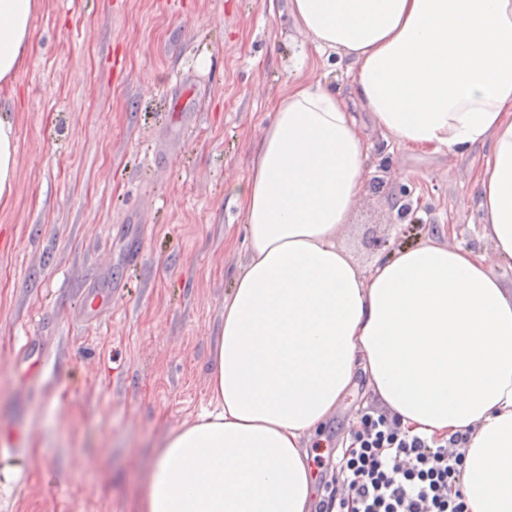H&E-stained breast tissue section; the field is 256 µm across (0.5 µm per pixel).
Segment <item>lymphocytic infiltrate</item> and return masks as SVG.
<instances>
[{"label": "lymphocytic infiltrate", "mask_w": 512, "mask_h": 512, "mask_svg": "<svg viewBox=\"0 0 512 512\" xmlns=\"http://www.w3.org/2000/svg\"><path fill=\"white\" fill-rule=\"evenodd\" d=\"M338 464L347 491L320 501L319 512H467L462 456L406 434L384 413L362 415Z\"/></svg>", "instance_id": "lymphocytic-infiltrate-1"}]
</instances>
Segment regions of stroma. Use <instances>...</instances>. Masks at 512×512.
<instances>
[{"label": "stroma", "instance_id": "stroma-1", "mask_svg": "<svg viewBox=\"0 0 512 512\" xmlns=\"http://www.w3.org/2000/svg\"><path fill=\"white\" fill-rule=\"evenodd\" d=\"M288 0H42L30 63L0 113L17 131L0 203V512H141L173 428L210 401L224 299L248 260L235 190L290 77L347 86ZM194 95L176 108L183 88ZM368 186L340 241L368 267L423 240L479 246L468 157L403 151L372 132ZM107 297L90 310V295ZM42 373L27 375L21 342ZM357 382L307 444L339 489Z\"/></svg>", "mask_w": 512, "mask_h": 512}]
</instances>
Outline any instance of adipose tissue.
I'll list each match as a JSON object with an SVG mask.
<instances>
[{
    "mask_svg": "<svg viewBox=\"0 0 512 512\" xmlns=\"http://www.w3.org/2000/svg\"><path fill=\"white\" fill-rule=\"evenodd\" d=\"M39 0H0V89L30 59ZM348 93L291 79L246 184L249 260L224 300L211 407L172 429L142 512H311L305 443L356 380L408 434L461 438L468 512H512V0H291ZM373 126L410 152L490 153V252L430 241L360 269L339 237L366 190ZM17 136L0 114V200Z\"/></svg>",
    "mask_w": 512,
    "mask_h": 512,
    "instance_id": "obj_1",
    "label": "adipose tissue"
}]
</instances>
